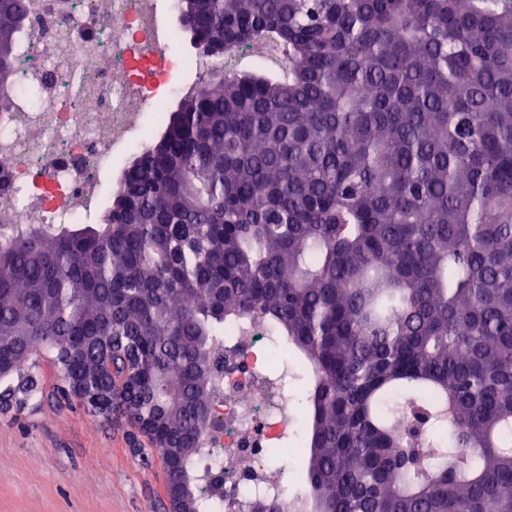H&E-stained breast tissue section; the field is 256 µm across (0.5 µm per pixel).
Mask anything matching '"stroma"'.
<instances>
[{
  "mask_svg": "<svg viewBox=\"0 0 512 512\" xmlns=\"http://www.w3.org/2000/svg\"><path fill=\"white\" fill-rule=\"evenodd\" d=\"M28 374L34 397L0 406V512H168L149 443L132 446L119 415H91L67 397L51 353Z\"/></svg>",
  "mask_w": 512,
  "mask_h": 512,
  "instance_id": "35a3bbf8",
  "label": "stroma"
}]
</instances>
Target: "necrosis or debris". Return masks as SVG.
Instances as JSON below:
<instances>
[{"instance_id": "4bbe7bcc", "label": "necrosis or debris", "mask_w": 512, "mask_h": 512, "mask_svg": "<svg viewBox=\"0 0 512 512\" xmlns=\"http://www.w3.org/2000/svg\"><path fill=\"white\" fill-rule=\"evenodd\" d=\"M28 25L14 47L17 77L9 111L0 114V159L9 164L0 190V242L32 224H86L105 214L113 159L135 151L187 83L186 67L210 59L181 54L172 27L176 0H25ZM224 363L215 398L220 430H207L193 470L221 476L207 512H310L288 481L274 476L269 449L299 447L293 410L298 368L269 332L213 343Z\"/></svg>"}]
</instances>
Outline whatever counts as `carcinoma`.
<instances>
[{
  "mask_svg": "<svg viewBox=\"0 0 512 512\" xmlns=\"http://www.w3.org/2000/svg\"><path fill=\"white\" fill-rule=\"evenodd\" d=\"M225 59L142 144L98 224L0 245V360L113 339L193 462L211 347L264 327L310 369L313 512H512V0H177ZM23 0H0V112ZM276 42L279 73L230 62Z\"/></svg>",
  "mask_w": 512,
  "mask_h": 512,
  "instance_id": "cac0c4a2",
  "label": "carcinoma"
}]
</instances>
